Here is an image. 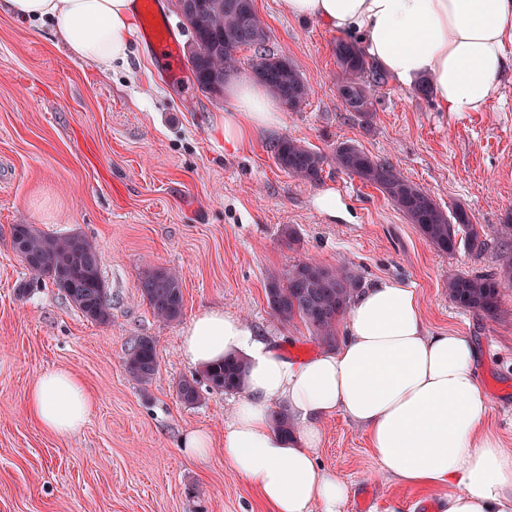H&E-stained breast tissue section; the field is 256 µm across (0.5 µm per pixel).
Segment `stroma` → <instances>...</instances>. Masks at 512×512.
<instances>
[{
	"label": "stroma",
	"instance_id": "stroma-1",
	"mask_svg": "<svg viewBox=\"0 0 512 512\" xmlns=\"http://www.w3.org/2000/svg\"><path fill=\"white\" fill-rule=\"evenodd\" d=\"M253 6L267 52L297 64L309 95L301 111L283 112L277 128L236 150L224 143L232 100L201 92L190 69L170 76L141 33L128 64L102 72L49 25L0 13V512H269L222 452L203 464L181 451L191 430L223 442L234 396L203 385L196 403L180 399L179 382L202 370L181 355L182 321L160 320L141 297L142 274L158 267L178 272L184 319L209 308L239 315L294 360L323 344L301 319L273 315L270 274L307 260L350 267L365 286L415 289L429 332L477 343L487 425L512 448V285L493 319L451 303L446 288L453 274L498 270V230L512 213V74L485 111L462 117L389 81L373 88L365 123L337 93L336 32L288 17L279 0ZM285 135L327 156L349 141L389 160L444 212L463 207L482 226L485 249L438 252L380 190L334 168L315 184L289 176L271 151ZM326 191L338 196L339 217L317 206ZM15 224L87 236L103 259L107 323L87 320L51 282L19 293L32 275L12 248ZM143 337L157 352L146 384L125 368ZM55 369L73 372L93 397L70 436L40 427L24 408L31 385ZM322 433L320 463L350 486L342 512H355L365 492L370 512L440 504L443 490L390 479L343 414Z\"/></svg>",
	"mask_w": 512,
	"mask_h": 512
}]
</instances>
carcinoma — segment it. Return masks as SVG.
I'll return each mask as SVG.
<instances>
[{
  "mask_svg": "<svg viewBox=\"0 0 512 512\" xmlns=\"http://www.w3.org/2000/svg\"><path fill=\"white\" fill-rule=\"evenodd\" d=\"M177 10L191 28L193 46L188 66L199 90L212 93L224 89V69L236 67V50L241 46L261 48L266 32L260 19L245 27L240 17L242 0H175ZM341 78L337 92L345 109L365 120L371 116L372 87L385 81L384 74L365 57L358 43L338 40L333 47ZM256 59L268 72L267 88L278 98H296L301 107L308 86L296 66L284 57L259 53ZM276 164L290 176L318 183L324 167H334L358 177L382 191L417 231L438 251L451 255L459 246L471 252L485 248L482 226L472 222L461 207L447 215L425 189L405 178L386 159H375L349 142H341L326 156L302 141L284 136L273 145ZM505 239L498 255L499 272L493 275L457 273L448 278V299L469 311L494 318L499 312L500 288L512 283V217L500 225ZM13 250L31 271L53 276L49 281L63 292L87 318L105 323L110 318L109 290L101 276L102 260L90 241L81 233L51 235L31 224H15L11 230ZM323 267L300 261L283 274L271 277L266 296L273 314L282 321L300 318L313 335L327 345L335 343L338 326L357 292L358 275L351 269H332L329 280L315 278L306 269ZM141 296L165 322H176L183 314L184 296L175 272L165 268L147 271L140 280ZM125 366L134 380L146 384L156 372L154 342L142 338L127 355ZM244 364L235 358L203 370V378L213 389L238 393L243 389ZM198 381L183 379L178 384L180 399L188 404L199 398Z\"/></svg>",
  "mask_w": 512,
  "mask_h": 512,
  "instance_id": "cac0c4a2",
  "label": "carcinoma"
}]
</instances>
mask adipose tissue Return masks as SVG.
<instances>
[{
  "label": "adipose tissue",
  "instance_id": "adipose-tissue-1",
  "mask_svg": "<svg viewBox=\"0 0 512 512\" xmlns=\"http://www.w3.org/2000/svg\"><path fill=\"white\" fill-rule=\"evenodd\" d=\"M280 8L357 37L403 86L428 79L446 112L484 111L512 69V0H280ZM0 11L50 24L69 52L104 71L131 52L135 0H0ZM225 92L234 103L227 146L280 124L276 102L250 79L231 80ZM181 354L202 367L245 361V386L224 422V463L273 512H341L349 486L318 459L322 425L338 412L366 430L391 478L447 488L441 512H512V448L484 426L490 398L478 348L457 332L428 333L415 289L380 281L359 290L336 345L305 360L221 309L184 325ZM277 405L293 432L275 428ZM91 408L84 383L65 369L40 375L26 399L36 421L60 435L80 431Z\"/></svg>",
  "mask_w": 512,
  "mask_h": 512
}]
</instances>
